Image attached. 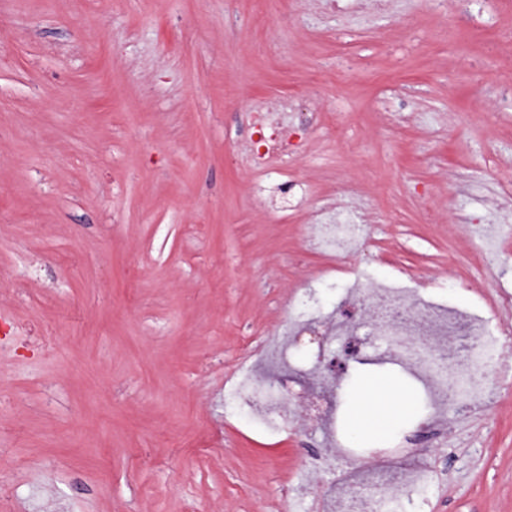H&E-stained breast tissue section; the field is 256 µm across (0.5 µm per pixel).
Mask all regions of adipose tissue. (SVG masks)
Masks as SVG:
<instances>
[{"label": "adipose tissue", "instance_id": "adipose-tissue-1", "mask_svg": "<svg viewBox=\"0 0 512 512\" xmlns=\"http://www.w3.org/2000/svg\"><path fill=\"white\" fill-rule=\"evenodd\" d=\"M410 411L411 400L404 389L391 381H378L356 391L351 426L358 433L378 435Z\"/></svg>", "mask_w": 512, "mask_h": 512}]
</instances>
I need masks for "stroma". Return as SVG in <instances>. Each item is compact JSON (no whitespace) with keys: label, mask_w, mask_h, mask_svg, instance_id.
<instances>
[{"label":"stroma","mask_w":512,"mask_h":512,"mask_svg":"<svg viewBox=\"0 0 512 512\" xmlns=\"http://www.w3.org/2000/svg\"><path fill=\"white\" fill-rule=\"evenodd\" d=\"M512 0H0V474L11 512H322L407 448L439 479L425 512H512V381L497 402L351 432L353 390L420 397L350 303L392 279L461 313L512 292L474 224L512 225ZM300 153L253 171L251 115ZM350 212L347 256L311 225ZM309 281L359 349L303 340L277 434L229 416L224 383L288 326ZM324 390L336 435L305 406Z\"/></svg>","instance_id":"obj_1"}]
</instances>
